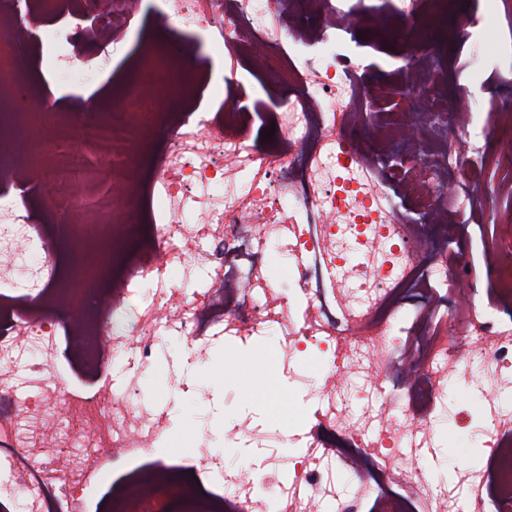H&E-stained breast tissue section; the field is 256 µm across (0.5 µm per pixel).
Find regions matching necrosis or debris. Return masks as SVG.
Wrapping results in <instances>:
<instances>
[{"label": "necrosis or debris", "instance_id": "necrosis-or-debris-1", "mask_svg": "<svg viewBox=\"0 0 512 512\" xmlns=\"http://www.w3.org/2000/svg\"><path fill=\"white\" fill-rule=\"evenodd\" d=\"M143 9L144 0H31L19 14L0 0V505L80 512L110 454L129 469L112 512H359L378 483L399 491L376 495V512H410L412 501L422 512H512V317L502 315L512 307V216L497 225L485 285L474 287L469 227L456 223L445 188L479 185L483 166L512 169V94L491 102L475 157L449 142L429 151L407 130L439 115L452 130L473 121L467 92L448 89L440 39L422 30L448 0L391 2L409 43L398 81L428 97L393 120L362 106L379 89L359 76L351 49L362 22L355 0H157L176 55L156 57L143 42L130 65L140 78L125 83L121 106L87 116L49 111L39 98L17 108L25 60L47 58L58 73L88 63L81 31L58 38L57 21L102 13L90 42L104 66ZM202 28L271 92L274 147L250 144L255 114L236 76L225 77L218 111H200L196 91L213 82ZM160 138L159 218L145 225L130 212L141 204L142 147ZM88 150L109 184L91 202L73 192L92 179ZM33 181L38 224L15 195ZM392 184L412 211L391 205ZM101 238L111 250L91 265L46 274L12 265L19 251L57 257ZM273 247L298 260L290 288L269 272ZM199 268L208 287L172 286V271ZM410 288L428 298L420 312L399 302ZM272 327L284 334L285 365H323L313 421L290 436L302 451L288 457L287 479L262 467L228 497L221 462L201 446L191 468L210 490H194L164 448L167 416L143 400L145 372L167 337L201 360L211 340L248 345ZM62 328L99 377L92 391L50 373ZM106 353L125 365L120 382L103 378ZM462 382L480 392L463 416L486 465L434 486L420 460L439 447L437 415ZM338 461L356 476L351 491L330 478Z\"/></svg>", "mask_w": 512, "mask_h": 512}]
</instances>
